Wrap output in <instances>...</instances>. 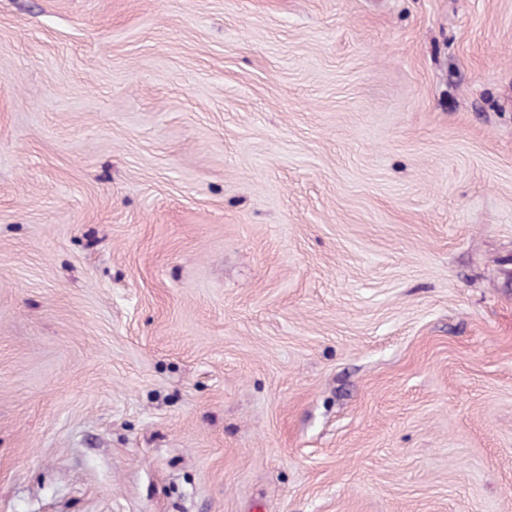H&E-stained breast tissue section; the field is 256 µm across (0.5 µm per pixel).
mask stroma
Here are the masks:
<instances>
[{
    "label": "stroma",
    "mask_w": 512,
    "mask_h": 512,
    "mask_svg": "<svg viewBox=\"0 0 512 512\" xmlns=\"http://www.w3.org/2000/svg\"><path fill=\"white\" fill-rule=\"evenodd\" d=\"M0 512H512V0H0Z\"/></svg>",
    "instance_id": "35a3bbf8"
}]
</instances>
